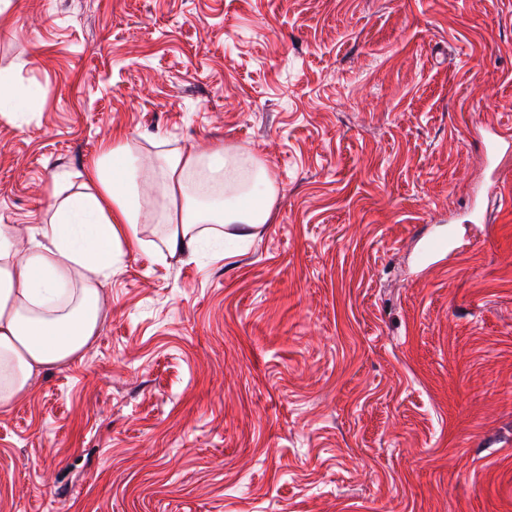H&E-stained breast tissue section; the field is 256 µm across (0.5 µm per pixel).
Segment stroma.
I'll use <instances>...</instances> for the list:
<instances>
[{
	"label": "stroma",
	"instance_id": "stroma-1",
	"mask_svg": "<svg viewBox=\"0 0 512 512\" xmlns=\"http://www.w3.org/2000/svg\"><path fill=\"white\" fill-rule=\"evenodd\" d=\"M0 80L33 91L0 116L18 240L118 138L277 185L216 259L141 225L81 358L0 408V512H512V158L491 193L479 147L512 0H12Z\"/></svg>",
	"mask_w": 512,
	"mask_h": 512
}]
</instances>
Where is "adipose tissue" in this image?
<instances>
[{"mask_svg": "<svg viewBox=\"0 0 512 512\" xmlns=\"http://www.w3.org/2000/svg\"><path fill=\"white\" fill-rule=\"evenodd\" d=\"M85 176L89 191L60 201L50 224L32 230L26 250L0 226L1 407L27 391L36 371L76 360L97 335L100 286L123 244L138 243L146 209L164 226L162 245L172 252L221 237L230 224L267 223L276 196L266 165L224 149L206 156L162 151L148 169L129 143L112 141Z\"/></svg>", "mask_w": 512, "mask_h": 512, "instance_id": "1", "label": "adipose tissue"}]
</instances>
